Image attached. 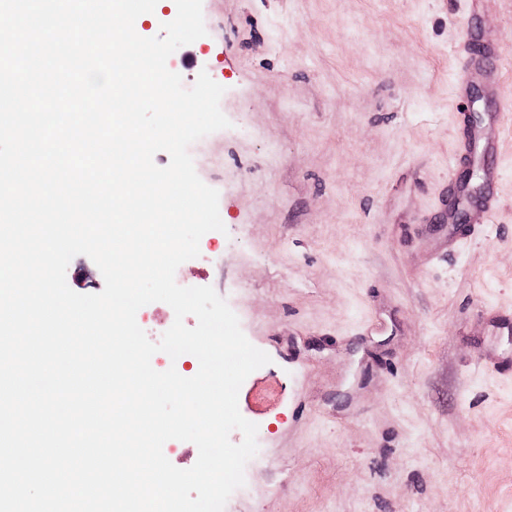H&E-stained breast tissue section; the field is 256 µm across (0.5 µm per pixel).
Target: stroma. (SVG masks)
Masks as SVG:
<instances>
[{
    "instance_id": "1",
    "label": "stroma",
    "mask_w": 512,
    "mask_h": 512,
    "mask_svg": "<svg viewBox=\"0 0 512 512\" xmlns=\"http://www.w3.org/2000/svg\"><path fill=\"white\" fill-rule=\"evenodd\" d=\"M459 0H202L207 34L168 59L225 92L229 128L194 142L219 193L220 251L181 264L271 362L238 394L258 452L224 512H512V378L480 373L476 316L512 308V122L503 204L427 265L406 239L448 174ZM505 47L512 9L485 33ZM385 319L355 340L358 321Z\"/></svg>"
}]
</instances>
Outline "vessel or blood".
<instances>
[{
  "label": "vessel or blood",
  "mask_w": 512,
  "mask_h": 512,
  "mask_svg": "<svg viewBox=\"0 0 512 512\" xmlns=\"http://www.w3.org/2000/svg\"><path fill=\"white\" fill-rule=\"evenodd\" d=\"M463 9L455 25L457 58L461 62L466 77L453 86L454 102L468 99L472 92H479L483 102L492 103L500 99L503 88L501 58L504 54L499 44L488 42L477 44L480 26L492 25L500 17L502 0H462ZM505 115L492 111L486 113L483 121L473 127H464L455 143V160L473 162L478 168L479 183L476 189L449 182V192L461 198H475L478 213L486 219L495 217L502 203L501 175L495 162L503 143ZM411 223L428 224L440 222L448 227L445 241L431 243L429 260L454 253L464 240L476 236L480 227L476 224L457 223L448 202L443 197H435L422 213L411 216Z\"/></svg>",
  "instance_id": "obj_1"
}]
</instances>
